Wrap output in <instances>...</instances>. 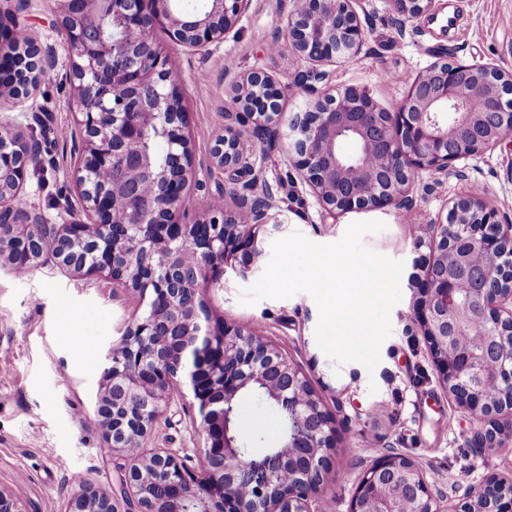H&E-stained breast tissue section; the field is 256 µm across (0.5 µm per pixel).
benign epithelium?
<instances>
[{"instance_id":"7a95c632","label":"benign epithelium","mask_w":512,"mask_h":512,"mask_svg":"<svg viewBox=\"0 0 512 512\" xmlns=\"http://www.w3.org/2000/svg\"><path fill=\"white\" fill-rule=\"evenodd\" d=\"M354 0H289L279 35L312 67L298 83L310 99L285 117L281 90L264 72L234 87L224 110V133L213 164L230 172L234 208L208 209L186 220L192 183L187 112L168 57L151 32L165 26L182 51L205 58L224 43L249 0H62L68 76L77 92L76 125L84 133L73 178L83 218L50 224L41 213L14 207L25 185L32 146L0 134V230L12 246L0 259L15 266L49 253L78 276L149 296L147 309L127 328L124 351L109 352L96 414L112 451L125 462L119 510L114 495L81 487L68 512H326L323 492L335 448L336 419L283 347L248 328L224 324L211 296L230 267L242 277L260 256L259 235L271 222L273 201L256 202L254 129L278 138L287 130L288 156L330 212L395 206L409 210L408 188L423 172H441L493 149L512 134V73L450 61L429 66L397 111L386 112L354 86L320 87L318 66L349 59L366 30ZM435 0H388L401 27L432 11ZM55 48L32 35L15 40L5 63L10 93L28 98L55 70ZM161 139L166 161L154 162L148 141ZM112 173L100 187L97 172ZM248 180H243V177ZM134 208L135 223L117 220ZM44 224L48 236L26 228ZM424 296L415 315L424 328L444 389L478 420L512 416V224L478 195L456 198L446 222L433 225ZM474 278L473 287L460 285ZM474 319L486 336L464 343ZM188 387L203 415L206 470L171 449L141 451L159 417ZM278 409L281 433L274 452L254 454L235 420L246 388ZM289 473L290 480L279 476ZM464 491L460 512H512V482L488 477ZM0 512H25L0 487ZM349 512H448L447 486L394 450L363 471Z\"/></svg>"}]
</instances>
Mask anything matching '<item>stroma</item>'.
Returning <instances> with one entry per match:
<instances>
[{"mask_svg": "<svg viewBox=\"0 0 512 512\" xmlns=\"http://www.w3.org/2000/svg\"><path fill=\"white\" fill-rule=\"evenodd\" d=\"M360 7L369 15L366 41L357 56L326 65L328 83L363 88L386 111H395L414 80L438 61L512 72V0H435L433 16L414 20L402 32L392 23L386 0H361ZM287 13L288 0H250L220 49L205 58L182 52L165 28L152 32L171 58L193 135L196 177L207 187L229 182L227 173L213 166L211 152L236 83L262 70L280 86L284 113L296 112L303 100L297 77L307 69L306 60L289 48L275 55L268 51ZM59 23L58 0H30L25 7L18 0H0V25L30 30L53 45L60 60L36 95H0V125L23 132L41 152L14 204L39 210L52 224L81 215L70 167L74 145L58 135L71 127L74 107ZM384 71L396 72L397 80L382 81ZM253 147L256 172L276 193L281 226L276 236L262 237V254L248 277L225 272L214 306L225 323L253 328L283 345L335 411L336 451L324 487L332 512H348L362 470L392 449L430 474L463 470L474 485L491 475L512 481V420L495 418L494 447L472 446L471 417L440 385L423 328L414 318L430 258L429 227L445 218L452 200L466 193L486 196L499 220L512 224V136L465 159V177L452 170L420 174L411 192L420 217L416 224L407 223L404 210L393 206L327 213L290 163L285 139L258 140ZM370 219L387 228L365 236L364 244L404 263L402 300L391 312L392 333L381 347L380 364L371 373L358 371L354 380L352 364H336L317 347L319 313L311 296L299 293L253 305L241 304L240 297L264 272L274 237L297 231L329 244L350 224ZM142 310L136 295L97 277L71 276L48 254L22 278L0 266V485L15 493L25 512H67L83 485L119 492L122 461L96 417L95 394L106 353ZM236 414L251 418L240 426L246 446L273 445L280 431L276 408L245 395ZM201 422L196 402L177 399L143 448L194 454L203 445Z\"/></svg>", "mask_w": 512, "mask_h": 512, "instance_id": "1", "label": "stroma"}]
</instances>
